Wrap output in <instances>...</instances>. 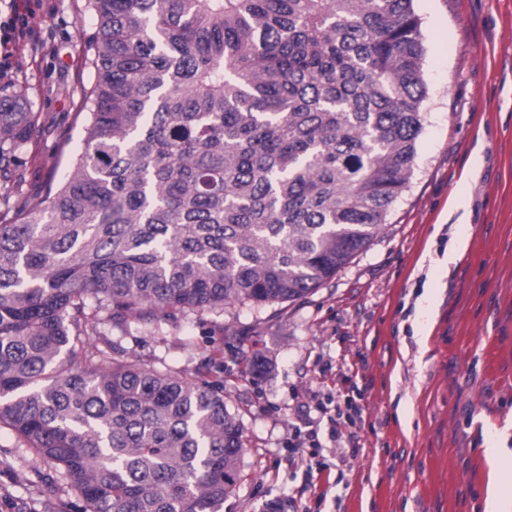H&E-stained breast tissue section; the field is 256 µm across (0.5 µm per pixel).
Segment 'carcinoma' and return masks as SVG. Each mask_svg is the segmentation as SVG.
Wrapping results in <instances>:
<instances>
[{"mask_svg": "<svg viewBox=\"0 0 512 512\" xmlns=\"http://www.w3.org/2000/svg\"><path fill=\"white\" fill-rule=\"evenodd\" d=\"M413 0H86L82 145L19 196L38 116L0 96V425L83 512H222L224 382L118 361L233 304L295 302L371 244L415 165Z\"/></svg>", "mask_w": 512, "mask_h": 512, "instance_id": "1", "label": "carcinoma"}]
</instances>
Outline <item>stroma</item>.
Returning <instances> with one entry per match:
<instances>
[{"instance_id":"1","label":"stroma","mask_w":512,"mask_h":512,"mask_svg":"<svg viewBox=\"0 0 512 512\" xmlns=\"http://www.w3.org/2000/svg\"><path fill=\"white\" fill-rule=\"evenodd\" d=\"M35 9L0 92L42 127L21 156L35 203L81 146L93 82L86 0ZM426 99L417 158L370 247L304 298L238 309L167 344L130 324L124 357L223 366L243 425L241 480L223 512H485L488 441L512 474V0H414ZM460 199V209L449 206ZM470 245L454 264L451 240ZM428 336L420 351L419 336ZM349 405L341 446L290 447L319 405ZM411 403L407 419L399 410ZM53 470L0 428V512H81Z\"/></svg>"}]
</instances>
